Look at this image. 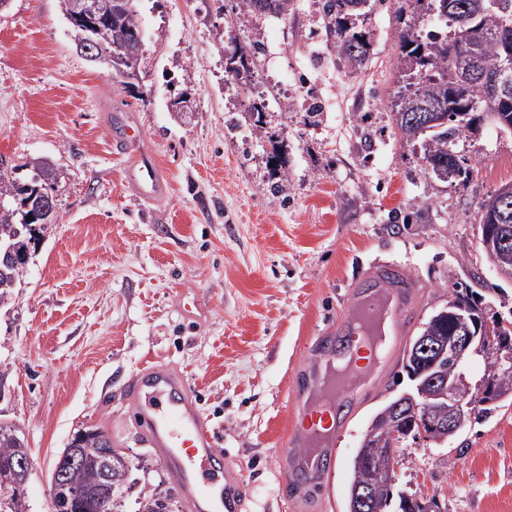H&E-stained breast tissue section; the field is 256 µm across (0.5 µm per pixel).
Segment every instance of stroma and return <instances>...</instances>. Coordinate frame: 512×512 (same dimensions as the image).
Listing matches in <instances>:
<instances>
[{"label":"stroma","mask_w":512,"mask_h":512,"mask_svg":"<svg viewBox=\"0 0 512 512\" xmlns=\"http://www.w3.org/2000/svg\"><path fill=\"white\" fill-rule=\"evenodd\" d=\"M141 23L146 105L77 52L58 0H11L0 11V166L23 180L26 162L46 158L58 175L55 226L0 303V421L20 425L28 441V512H52L50 473L85 427L132 452L129 499L170 485L121 401L145 365L191 381L252 493L249 512H345L352 458L385 386L410 383L394 365L381 374L336 437L330 478L284 497L279 451L306 404L294 386L313 339L348 315L363 274L383 262L415 279L417 320L456 288L512 316V283L498 278L478 235L482 201L512 182V135L484 122L455 145L466 178L426 174L420 143L394 127L403 23L391 0L368 6L372 60L361 73L329 40L312 43L308 0L263 26L219 0L204 11L141 0ZM256 38L309 68L302 102L267 113L260 131L248 118L258 93L224 71L226 49ZM183 94L194 110L186 125L169 107ZM123 128L160 170L153 201L110 149ZM276 145L288 172L280 192ZM195 303L204 316L185 319L180 305ZM397 459L400 485L439 494L442 512H512V405L444 447L418 440Z\"/></svg>","instance_id":"obj_1"}]
</instances>
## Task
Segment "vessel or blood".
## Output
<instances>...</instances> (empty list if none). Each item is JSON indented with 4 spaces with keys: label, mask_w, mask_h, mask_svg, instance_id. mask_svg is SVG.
<instances>
[{
    "label": "vessel or blood",
    "mask_w": 512,
    "mask_h": 512,
    "mask_svg": "<svg viewBox=\"0 0 512 512\" xmlns=\"http://www.w3.org/2000/svg\"><path fill=\"white\" fill-rule=\"evenodd\" d=\"M129 176L145 197L163 184L152 161H140ZM416 282L399 264L373 267L353 296L347 317L316 337L312 354L319 365H332L333 378L315 380L320 394L316 411L295 427L299 461L289 468L290 495L298 497L329 477L335 467L333 442L342 429L356 393L343 361L353 343L374 328L399 337L414 323ZM193 387L182 374L162 366H146L132 374L123 389L134 404L146 442L160 451L169 475L192 512H245L250 491L239 473L216 447V435L192 399Z\"/></svg>",
    "instance_id": "1"
}]
</instances>
